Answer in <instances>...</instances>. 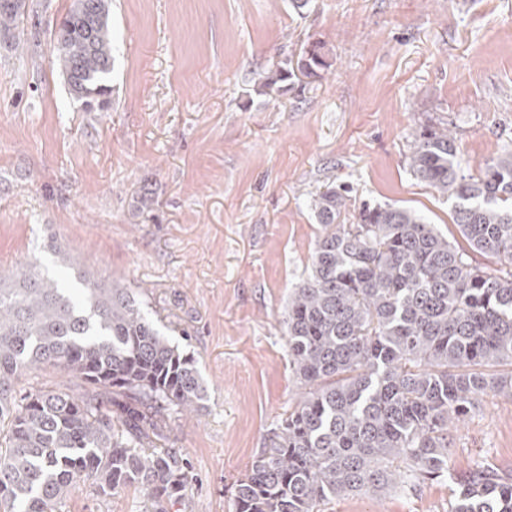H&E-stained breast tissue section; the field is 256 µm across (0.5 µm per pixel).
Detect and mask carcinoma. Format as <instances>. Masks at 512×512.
<instances>
[{"instance_id":"cac0c4a2","label":"carcinoma","mask_w":512,"mask_h":512,"mask_svg":"<svg viewBox=\"0 0 512 512\" xmlns=\"http://www.w3.org/2000/svg\"><path fill=\"white\" fill-rule=\"evenodd\" d=\"M112 0H72L51 62L86 112L108 104ZM27 0H0V39L17 40ZM327 67L321 48L298 68ZM408 166L451 203L469 262L435 225L396 204H362L344 223L348 194L311 201L321 235L292 289L288 366L306 392L238 480L234 512H323L356 493L411 488L448 474V426L483 394L512 397V150L464 174L448 129L414 135ZM78 288L29 264L0 269V509L57 512L78 485L107 494L139 488L154 512L182 499L188 464L153 447L171 410L201 407L193 355L156 326L137 294L76 266L50 246ZM55 367L79 390L19 386ZM450 512H512V482L476 467Z\"/></svg>"}]
</instances>
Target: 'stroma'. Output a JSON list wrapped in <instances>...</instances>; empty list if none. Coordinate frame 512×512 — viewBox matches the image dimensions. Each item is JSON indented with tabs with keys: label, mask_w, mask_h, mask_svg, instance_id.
<instances>
[{
	"label": "stroma",
	"mask_w": 512,
	"mask_h": 512,
	"mask_svg": "<svg viewBox=\"0 0 512 512\" xmlns=\"http://www.w3.org/2000/svg\"><path fill=\"white\" fill-rule=\"evenodd\" d=\"M71 0H29L0 44V268L52 266L48 240L134 289L194 354L202 408L163 422L191 465L167 512H233L235 484L302 388L288 296L313 254L309 204L349 184L413 208L449 242L451 206L411 175L413 134L447 123L465 173L512 148V0H112V102L82 111L51 63ZM321 45L318 76H267ZM154 193L140 210V187ZM512 479V398L485 395L452 432L449 477L324 512H448L477 462ZM58 512H153L131 486L83 483Z\"/></svg>",
	"instance_id": "obj_1"
}]
</instances>
